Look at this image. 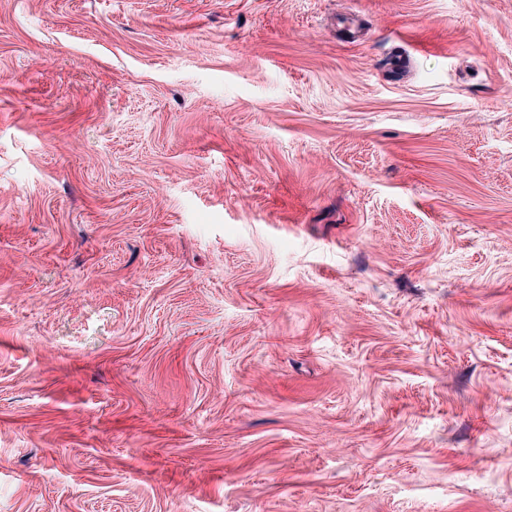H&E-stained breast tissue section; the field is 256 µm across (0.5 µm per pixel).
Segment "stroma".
I'll list each match as a JSON object with an SVG mask.
<instances>
[{
    "instance_id": "obj_1",
    "label": "stroma",
    "mask_w": 512,
    "mask_h": 512,
    "mask_svg": "<svg viewBox=\"0 0 512 512\" xmlns=\"http://www.w3.org/2000/svg\"><path fill=\"white\" fill-rule=\"evenodd\" d=\"M0 512H512V0H0Z\"/></svg>"
}]
</instances>
